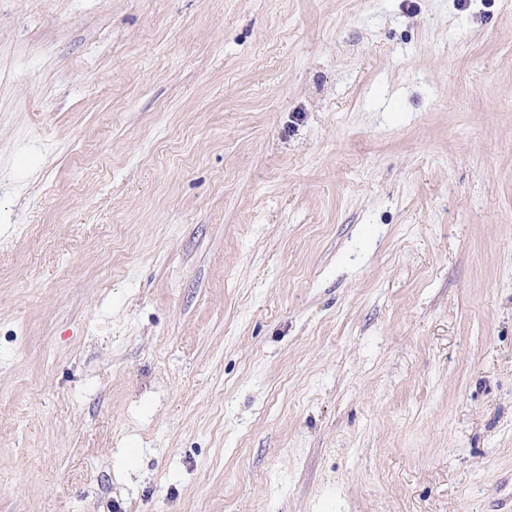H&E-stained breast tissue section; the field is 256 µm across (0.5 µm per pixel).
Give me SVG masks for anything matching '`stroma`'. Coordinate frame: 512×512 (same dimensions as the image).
Segmentation results:
<instances>
[{
	"instance_id": "stroma-1",
	"label": "stroma",
	"mask_w": 512,
	"mask_h": 512,
	"mask_svg": "<svg viewBox=\"0 0 512 512\" xmlns=\"http://www.w3.org/2000/svg\"><path fill=\"white\" fill-rule=\"evenodd\" d=\"M0 512H512V0H0Z\"/></svg>"
}]
</instances>
